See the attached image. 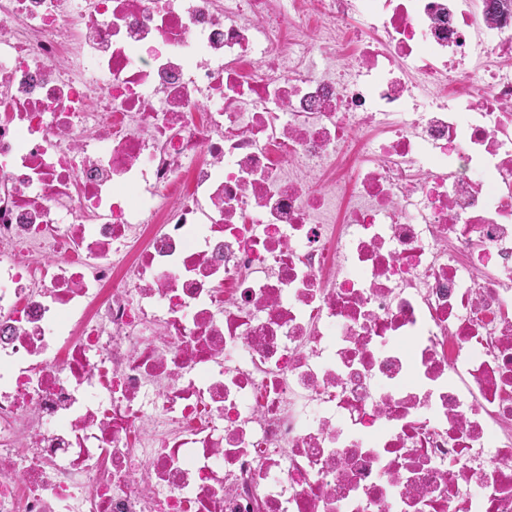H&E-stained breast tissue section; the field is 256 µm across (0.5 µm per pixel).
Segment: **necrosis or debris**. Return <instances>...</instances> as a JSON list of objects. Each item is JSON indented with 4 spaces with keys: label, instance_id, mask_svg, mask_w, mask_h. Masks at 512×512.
I'll list each match as a JSON object with an SVG mask.
<instances>
[{
    "label": "necrosis or debris",
    "instance_id": "4bbe7bcc",
    "mask_svg": "<svg viewBox=\"0 0 512 512\" xmlns=\"http://www.w3.org/2000/svg\"><path fill=\"white\" fill-rule=\"evenodd\" d=\"M483 9L0 0V512H512Z\"/></svg>",
    "mask_w": 512,
    "mask_h": 512
}]
</instances>
